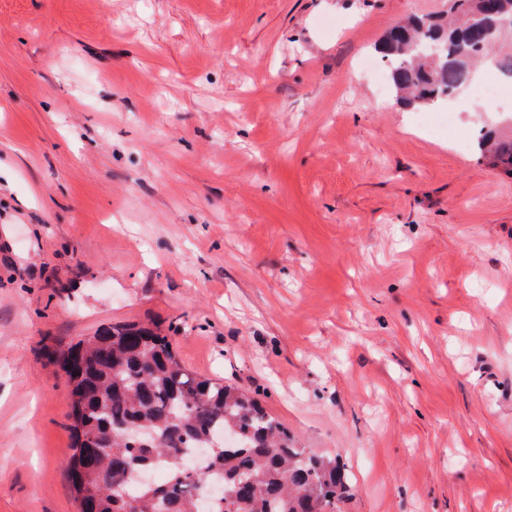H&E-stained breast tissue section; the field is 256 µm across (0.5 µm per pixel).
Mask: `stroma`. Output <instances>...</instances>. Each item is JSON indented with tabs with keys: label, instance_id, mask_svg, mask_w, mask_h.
Here are the masks:
<instances>
[{
	"label": "stroma",
	"instance_id": "obj_1",
	"mask_svg": "<svg viewBox=\"0 0 512 512\" xmlns=\"http://www.w3.org/2000/svg\"><path fill=\"white\" fill-rule=\"evenodd\" d=\"M444 0H0V512H78L61 350L169 337L349 474L512 512V177L361 62Z\"/></svg>",
	"mask_w": 512,
	"mask_h": 512
}]
</instances>
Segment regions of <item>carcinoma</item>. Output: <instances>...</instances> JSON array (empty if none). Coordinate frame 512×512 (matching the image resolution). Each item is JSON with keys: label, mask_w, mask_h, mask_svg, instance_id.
<instances>
[{"label": "carcinoma", "mask_w": 512, "mask_h": 512, "mask_svg": "<svg viewBox=\"0 0 512 512\" xmlns=\"http://www.w3.org/2000/svg\"><path fill=\"white\" fill-rule=\"evenodd\" d=\"M435 16L399 23L377 45L390 90L409 110L459 96L489 64L512 79V0H446ZM499 4L506 30L483 35ZM478 147L512 176V130L481 129ZM73 367L75 442L64 470L80 512H341L336 460L294 447L283 423L248 391L190 372L171 341L133 324L101 326L62 352ZM168 469L143 485V471Z\"/></svg>", "instance_id": "obj_1"}]
</instances>
